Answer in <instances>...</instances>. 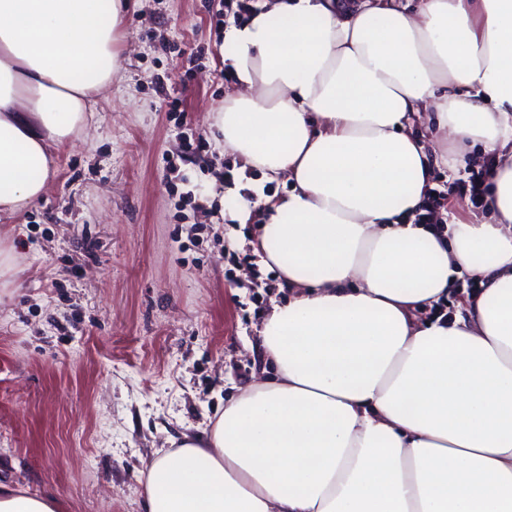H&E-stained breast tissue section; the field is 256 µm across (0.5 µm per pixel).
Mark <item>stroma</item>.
Here are the masks:
<instances>
[{"label":"stroma","instance_id":"35a3bbf8","mask_svg":"<svg viewBox=\"0 0 512 512\" xmlns=\"http://www.w3.org/2000/svg\"><path fill=\"white\" fill-rule=\"evenodd\" d=\"M222 0H137L122 68L56 161L44 197L0 217V480L65 512H143L142 469L270 377L258 330L285 302L239 222L240 163L211 134L232 87ZM202 140L197 154L184 138ZM434 216L477 208L439 165Z\"/></svg>","mask_w":512,"mask_h":512}]
</instances>
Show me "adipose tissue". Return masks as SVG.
Masks as SVG:
<instances>
[{
	"mask_svg": "<svg viewBox=\"0 0 512 512\" xmlns=\"http://www.w3.org/2000/svg\"><path fill=\"white\" fill-rule=\"evenodd\" d=\"M129 3L0 0V214L42 199ZM222 51L214 127L290 185L252 247L292 296L273 377L145 464V512H512V0H266ZM485 157L482 214L418 222L440 162ZM63 508L0 482V512Z\"/></svg>",
	"mask_w": 512,
	"mask_h": 512,
	"instance_id": "1",
	"label": "adipose tissue"
}]
</instances>
